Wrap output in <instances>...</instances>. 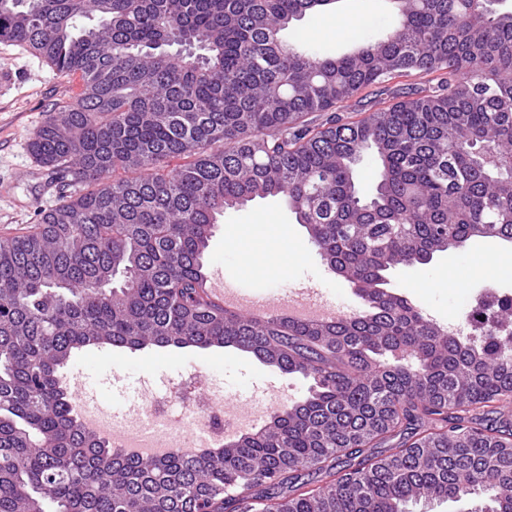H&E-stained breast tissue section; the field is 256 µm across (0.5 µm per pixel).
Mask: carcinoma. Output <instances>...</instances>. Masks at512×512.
Wrapping results in <instances>:
<instances>
[{
    "instance_id": "obj_1",
    "label": "carcinoma",
    "mask_w": 512,
    "mask_h": 512,
    "mask_svg": "<svg viewBox=\"0 0 512 512\" xmlns=\"http://www.w3.org/2000/svg\"><path fill=\"white\" fill-rule=\"evenodd\" d=\"M392 2L385 37L332 57L281 38L331 0H0V41L82 81L31 142L57 204L0 237V512H512V422L480 417L512 401V339L464 344L383 288L454 244L512 241V178L471 153L512 162V9ZM413 71L448 79L306 123ZM269 197L367 311L264 320L209 298L217 216ZM103 345L234 347L312 385L255 433L145 460L71 416L61 371ZM376 161L372 154L366 153L356 166L358 187L363 196H368L373 189V175Z\"/></svg>"
}]
</instances>
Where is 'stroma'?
Instances as JSON below:
<instances>
[{"instance_id":"obj_1","label":"stroma","mask_w":512,"mask_h":512,"mask_svg":"<svg viewBox=\"0 0 512 512\" xmlns=\"http://www.w3.org/2000/svg\"><path fill=\"white\" fill-rule=\"evenodd\" d=\"M349 7V0H339L334 9L308 14L293 22L285 37L288 42L333 56L362 41L381 37L395 22L388 0H365L362 20L355 27L342 20ZM437 82V75L416 72L407 78L373 85L337 108L336 115L345 121L356 120L394 103L398 88H424ZM81 88L79 77L56 74L29 50L0 42V237L26 234L34 227L38 211L55 206L50 173L34 160L29 142L53 109L75 101ZM255 224L268 225L272 236L277 235L279 227L288 228L306 245L305 261L282 274L248 270L249 246L230 237L229 231ZM495 251L512 253V241L477 239L435 255L430 263L392 268L386 273V288L405 296L417 311L427 312L441 323L457 321L463 318L466 306L482 285L512 291V265L489 261V253ZM450 263L458 274L452 284L442 276L443 268ZM203 266L208 272L221 270L227 278L255 282L267 289L273 301L291 279L309 277L321 279L336 308L344 311L361 303L353 284L338 277L311 246L306 228L297 223L281 198L257 199L225 210L215 226ZM80 356L86 363L84 387L92 392L102 391L109 386L111 372H119L128 386L122 398L126 404L139 401V382L144 378L170 379L181 385L203 375L223 398L238 399L245 406L260 398L263 384L270 379L275 382L279 397L278 402L269 406L273 413L280 411L282 405L304 399L310 386L309 380L300 375L282 373L252 354L231 347H149L127 352L118 363L111 361L107 353L96 356L88 349L81 351Z\"/></svg>"}]
</instances>
